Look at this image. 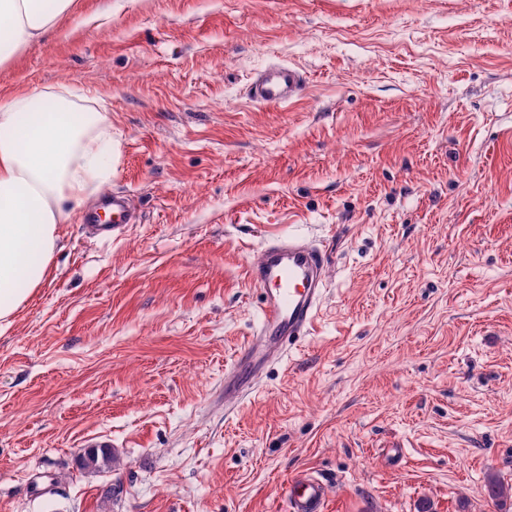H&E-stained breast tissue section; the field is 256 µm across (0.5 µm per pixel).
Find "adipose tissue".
Wrapping results in <instances>:
<instances>
[{
  "instance_id": "ef3b65f1",
  "label": "adipose tissue",
  "mask_w": 512,
  "mask_h": 512,
  "mask_svg": "<svg viewBox=\"0 0 512 512\" xmlns=\"http://www.w3.org/2000/svg\"><path fill=\"white\" fill-rule=\"evenodd\" d=\"M72 0H0V63L44 39ZM108 113L47 90L0 99V325L43 282L58 226L112 175Z\"/></svg>"
}]
</instances>
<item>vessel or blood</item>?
Returning <instances> with one entry per match:
<instances>
[{"label": "vessel or blood", "mask_w": 512, "mask_h": 512, "mask_svg": "<svg viewBox=\"0 0 512 512\" xmlns=\"http://www.w3.org/2000/svg\"><path fill=\"white\" fill-rule=\"evenodd\" d=\"M305 85L301 70L270 64L254 74L248 97L262 106L279 107L298 99ZM135 220V210L124 195L103 197L99 213L82 217L83 223L109 235ZM325 268L324 252L300 239L275 240L253 252L249 275L263 292L259 331L256 342L241 348L225 374V399L247 394L265 367L284 356L287 343L308 335L322 302ZM324 501L325 486L319 479L300 476L290 482L289 512H323Z\"/></svg>", "instance_id": "b4317fda"}]
</instances>
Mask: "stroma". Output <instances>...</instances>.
<instances>
[{
    "instance_id": "35a3bbf8",
    "label": "stroma",
    "mask_w": 512,
    "mask_h": 512,
    "mask_svg": "<svg viewBox=\"0 0 512 512\" xmlns=\"http://www.w3.org/2000/svg\"><path fill=\"white\" fill-rule=\"evenodd\" d=\"M272 62L306 88L253 105ZM63 87L139 221L73 214L0 329V512H284L302 474L324 512H481L512 482V0H73L0 65V98ZM288 237L327 253L320 310L225 404L248 257Z\"/></svg>"
}]
</instances>
